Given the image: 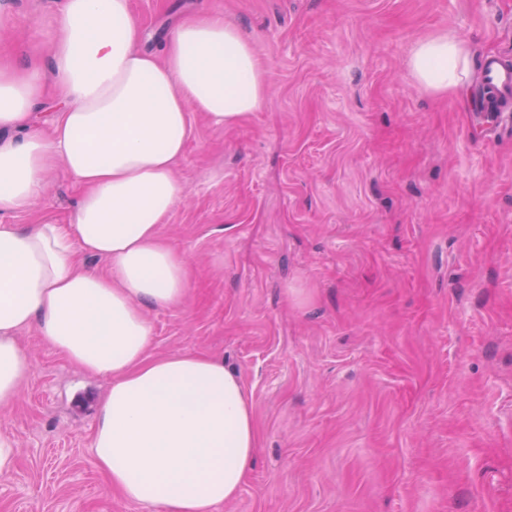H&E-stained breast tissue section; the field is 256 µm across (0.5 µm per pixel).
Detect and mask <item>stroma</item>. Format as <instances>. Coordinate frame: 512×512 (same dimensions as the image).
<instances>
[{"mask_svg":"<svg viewBox=\"0 0 512 512\" xmlns=\"http://www.w3.org/2000/svg\"><path fill=\"white\" fill-rule=\"evenodd\" d=\"M60 0H0V54L41 55ZM143 49L223 15L270 79L232 126L192 113L184 193L160 232L189 261L184 303L149 310L150 356L223 359L254 406L255 460L219 512H512V112L477 118L478 64L512 57V0H130ZM448 30L463 90L412 79ZM69 179L0 224L66 223ZM0 407L16 465L0 512H141L89 448L108 380L36 330Z\"/></svg>","mask_w":512,"mask_h":512,"instance_id":"1","label":"stroma"}]
</instances>
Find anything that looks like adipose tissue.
<instances>
[{
    "label": "adipose tissue",
    "mask_w": 512,
    "mask_h": 512,
    "mask_svg": "<svg viewBox=\"0 0 512 512\" xmlns=\"http://www.w3.org/2000/svg\"><path fill=\"white\" fill-rule=\"evenodd\" d=\"M44 60L65 98L41 124L40 71L0 63V211H28L53 173L79 188L67 223L0 224V405L29 372L20 334L84 372L106 377L91 436L111 488L149 512H218L239 494L258 434L251 398L223 360L153 358L149 308L182 303L189 265L160 226L180 186L174 167L190 112L231 126L270 90L251 40L223 17L182 20L160 52L140 49L130 0H62ZM415 82L439 94L464 86L466 41L417 42ZM106 259L105 269L78 255Z\"/></svg>",
    "instance_id": "1"
}]
</instances>
